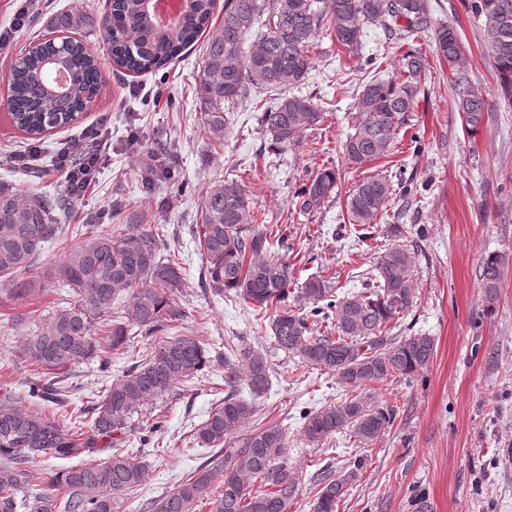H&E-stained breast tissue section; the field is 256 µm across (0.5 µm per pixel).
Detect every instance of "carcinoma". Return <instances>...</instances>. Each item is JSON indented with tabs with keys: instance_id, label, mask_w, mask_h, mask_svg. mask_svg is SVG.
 I'll list each match as a JSON object with an SVG mask.
<instances>
[{
	"instance_id": "carcinoma-1",
	"label": "carcinoma",
	"mask_w": 512,
	"mask_h": 512,
	"mask_svg": "<svg viewBox=\"0 0 512 512\" xmlns=\"http://www.w3.org/2000/svg\"><path fill=\"white\" fill-rule=\"evenodd\" d=\"M145 0H110L104 21L112 62L135 73L158 71L196 38L208 36L202 76L195 89L209 137L224 143V113L253 89L278 94L263 107L258 121L270 136L268 148L281 152L299 144L301 134L323 122L326 112L312 98L293 89L307 77L310 51L325 31L350 54L362 48L364 31L379 24L385 35L406 42L429 31L438 56L452 72L451 92L467 132L476 136L488 103L476 90L464 62L462 42L451 25L431 28L428 0H225L224 19L212 26V0H188L173 27L157 26ZM468 10L480 21L483 46L493 66L500 97L512 104V0H470ZM85 16L62 14L53 21L60 31L80 27ZM134 33L127 43L123 32ZM69 76L68 94L51 93L52 78L9 81V109L17 127L38 139L45 116L64 121L74 103L101 86V66L80 41L61 61ZM426 60L409 49L399 71L387 80L364 85L356 102L353 133L343 144L347 161L361 168L388 155L414 111L425 75ZM338 187L336 170L324 168L299 189L293 205L303 212L321 208ZM394 185L385 177L360 181L347 196L349 223L365 230L379 223ZM252 198L236 180L209 184L192 233L199 245L209 287L232 292L255 315L269 320L275 348L298 363L336 376L340 400L303 413L302 435L319 445L336 434L351 433L366 444L392 423L393 413L373 397L358 393L371 382L410 378L434 355V340L425 335L392 336L390 323L411 310L415 299L414 257L402 245L379 256L364 292L340 297L329 278L311 277L299 288L310 314L332 318L336 335L315 336L308 315L288 305L293 281L284 235L253 224ZM69 203L42 192L23 194L0 182V277L16 300L33 301L44 294L43 277L34 273L45 243L59 232ZM82 239L49 271L67 289V297L48 321L35 326L23 348L37 367L29 396L60 403L59 384L97 357L101 341L125 351L133 330L152 335L164 322L182 317L174 294L183 284L180 263L167 253L159 225L134 211L118 224H87ZM508 259L488 255L482 264L485 301L493 304ZM130 301L119 305L124 294ZM245 371L227 364L224 405L196 430L197 443L218 447L224 459L191 473L173 491L152 502V512H196L199 502L211 512H288L297 482L286 460L288 437L279 424L254 428L228 448L256 413L255 404L239 398L240 381L259 397L269 388L266 354L240 353ZM207 365L203 345L192 336L161 338L146 358L131 364L112 381L91 407L88 428L69 429L41 411L23 409L9 393L0 396V512H115L118 499L141 484L144 467L138 456L120 448L135 429L141 408L167 398L175 388L199 377ZM103 446H98V443ZM112 453L98 463L55 468L46 476L26 467L38 456L71 460L100 448ZM362 462L340 476H322L313 512H337ZM39 487L41 492L31 495Z\"/></svg>"
}]
</instances>
